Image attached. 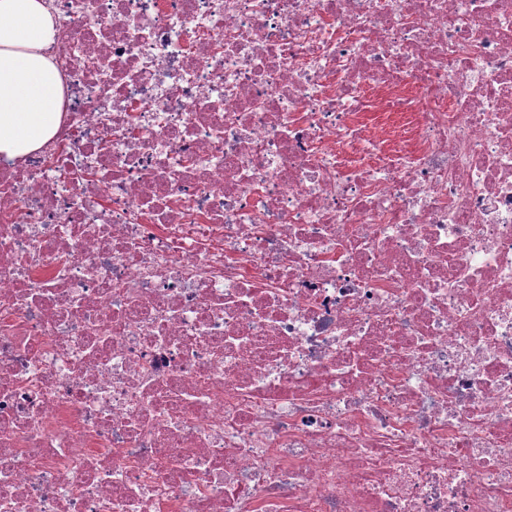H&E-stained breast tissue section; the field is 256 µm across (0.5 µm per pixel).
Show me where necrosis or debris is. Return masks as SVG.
<instances>
[{"mask_svg":"<svg viewBox=\"0 0 512 512\" xmlns=\"http://www.w3.org/2000/svg\"><path fill=\"white\" fill-rule=\"evenodd\" d=\"M52 7L0 512H512V0Z\"/></svg>","mask_w":512,"mask_h":512,"instance_id":"obj_1","label":"necrosis or debris"}]
</instances>
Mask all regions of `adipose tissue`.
Wrapping results in <instances>:
<instances>
[{"mask_svg":"<svg viewBox=\"0 0 512 512\" xmlns=\"http://www.w3.org/2000/svg\"><path fill=\"white\" fill-rule=\"evenodd\" d=\"M47 0H0V156L16 159L57 132L64 99Z\"/></svg>","mask_w":512,"mask_h":512,"instance_id":"ef3b65f1","label":"adipose tissue"}]
</instances>
